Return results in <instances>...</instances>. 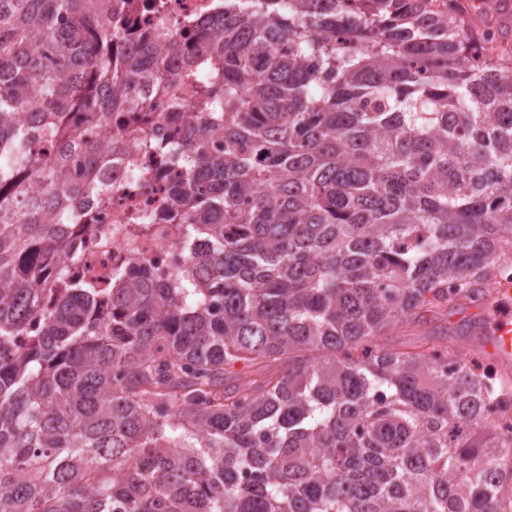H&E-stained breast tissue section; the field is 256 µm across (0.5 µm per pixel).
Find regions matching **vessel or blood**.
I'll return each instance as SVG.
<instances>
[{
  "mask_svg": "<svg viewBox=\"0 0 512 512\" xmlns=\"http://www.w3.org/2000/svg\"><path fill=\"white\" fill-rule=\"evenodd\" d=\"M473 318L489 357L502 371L512 370V284L503 283Z\"/></svg>",
  "mask_w": 512,
  "mask_h": 512,
  "instance_id": "obj_1",
  "label": "vessel or blood"
}]
</instances>
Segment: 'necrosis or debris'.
Returning a JSON list of instances; mask_svg holds the SVG:
<instances>
[{
    "instance_id": "4bbe7bcc",
    "label": "necrosis or debris",
    "mask_w": 512,
    "mask_h": 512,
    "mask_svg": "<svg viewBox=\"0 0 512 512\" xmlns=\"http://www.w3.org/2000/svg\"><path fill=\"white\" fill-rule=\"evenodd\" d=\"M217 14V0H133L134 27L144 33L172 34L181 23ZM126 147L137 162L113 163L107 200L92 204L91 226L74 271L77 280L105 285L135 259L174 271L188 258L178 225L136 223V216L158 210L169 179L158 176L152 158L140 154L136 140L127 139Z\"/></svg>"
}]
</instances>
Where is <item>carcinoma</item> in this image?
<instances>
[{
  "label": "carcinoma",
  "instance_id": "carcinoma-1",
  "mask_svg": "<svg viewBox=\"0 0 512 512\" xmlns=\"http://www.w3.org/2000/svg\"><path fill=\"white\" fill-rule=\"evenodd\" d=\"M219 2L169 42L198 126L136 129L189 264L97 288L112 116L183 100L112 0H0V512H512L503 375L380 343L512 283V36L463 0Z\"/></svg>",
  "mask_w": 512,
  "mask_h": 512
}]
</instances>
